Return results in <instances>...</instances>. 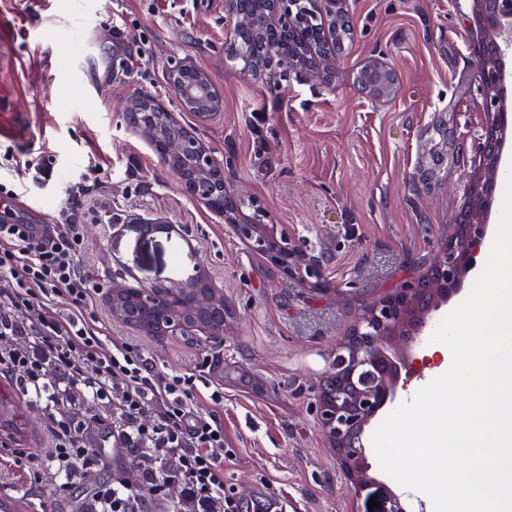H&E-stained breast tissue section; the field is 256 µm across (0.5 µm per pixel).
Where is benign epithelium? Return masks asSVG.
Returning <instances> with one entry per match:
<instances>
[{
    "mask_svg": "<svg viewBox=\"0 0 512 512\" xmlns=\"http://www.w3.org/2000/svg\"><path fill=\"white\" fill-rule=\"evenodd\" d=\"M339 0H253L248 10L241 0H224L230 22L229 44L241 38L263 42V55L243 74L256 76L272 66L290 70L329 67L334 45H315L306 28L304 15L319 12L323 27L345 21L336 9ZM495 16L496 35L482 42L473 75V87L482 99L488 122L479 138L480 151L489 169L497 171L500 161L501 129L505 126L504 83L512 77L504 60L512 54V0H481ZM264 26L254 25L257 15ZM182 77L172 80L182 106L198 115L214 112L221 96L200 70L184 65ZM358 83L371 99L390 101L395 80L390 67L373 58L361 70ZM137 97L126 107V116L153 144L156 153L178 179L185 193L206 203L217 216L232 224L235 236L262 254L287 275L300 277L314 292H326L327 259L301 253L278 234L274 224H262L240 215L237 203L224 186V175L204 143L169 112L161 125L141 121ZM487 235V225L467 218L457 221L444 255L423 276L410 278L379 296L361 314L336 345L331 370L315 390V410L322 432L336 450L337 462L354 494L366 491L367 455L362 440L366 427L398 397L402 372L411 369V353L429 335L440 307L461 287L477 267V257ZM196 282L160 285L152 288H114L110 296L113 317L148 335L206 336L223 341L224 298L209 288L195 291Z\"/></svg>",
    "mask_w": 512,
    "mask_h": 512,
    "instance_id": "obj_1",
    "label": "benign epithelium"
}]
</instances>
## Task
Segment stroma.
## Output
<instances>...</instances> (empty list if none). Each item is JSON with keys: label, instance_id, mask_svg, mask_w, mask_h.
<instances>
[{"label": "stroma", "instance_id": "stroma-1", "mask_svg": "<svg viewBox=\"0 0 512 512\" xmlns=\"http://www.w3.org/2000/svg\"><path fill=\"white\" fill-rule=\"evenodd\" d=\"M353 36L337 55L333 84L322 70L304 79L245 76L226 52L224 0H0V184L6 211L23 224H57L65 191L98 179L81 221L84 262L121 272L148 288L202 276L224 295V339L149 336L94 306V330L131 343L169 372L210 363L202 394L220 391L224 483L242 498L267 490L294 512H369L399 485L368 454L373 484L359 497L339 469L314 408L315 384L336 341L376 293L428 272L471 197V177L492 173L474 152L456 156L446 137L474 143L486 114L464 87L475 52L493 31L476 0H339ZM124 71L92 77L73 65L85 43ZM382 57L394 99L370 100L357 79ZM190 63L222 97L201 117L181 106L171 70ZM149 96L204 142L224 170L243 212L260 200L268 223L306 253L325 255L330 291L310 292L242 243L206 204L191 199L153 146L127 121L124 103ZM53 167L41 170L45 156ZM161 224L147 236L112 222ZM99 401L73 396L69 415L84 421L102 460L71 492H52L48 411L0 374V441L46 463L44 482L0 457V491L18 490L28 512H90L97 485L123 478L142 485L150 468L112 445Z\"/></svg>", "mask_w": 512, "mask_h": 512}]
</instances>
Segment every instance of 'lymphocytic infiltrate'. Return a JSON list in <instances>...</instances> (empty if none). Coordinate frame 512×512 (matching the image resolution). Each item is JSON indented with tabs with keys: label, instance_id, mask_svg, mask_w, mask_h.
<instances>
[{
	"label": "lymphocytic infiltrate",
	"instance_id": "obj_1",
	"mask_svg": "<svg viewBox=\"0 0 512 512\" xmlns=\"http://www.w3.org/2000/svg\"><path fill=\"white\" fill-rule=\"evenodd\" d=\"M90 193L82 183L70 187L61 226L18 224L0 214V372L40 398L51 389L46 367L54 365L91 399L107 402L119 447L176 455L189 498L219 505V512H242L237 492L224 485V426L200 409L196 374L165 372L138 346L108 345L90 328L95 298L112 288L111 276L83 263L80 220ZM23 333L34 337L35 348L14 343ZM50 430L55 491L63 494L96 457L85 423L59 411ZM164 491L157 481L143 487L116 479L94 497L99 512H138L139 502Z\"/></svg>",
	"mask_w": 512,
	"mask_h": 512
}]
</instances>
